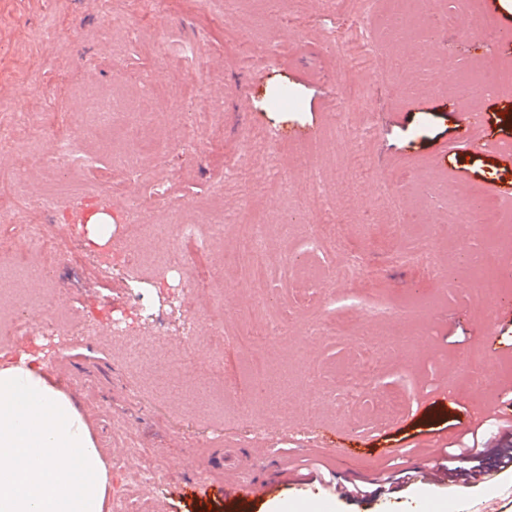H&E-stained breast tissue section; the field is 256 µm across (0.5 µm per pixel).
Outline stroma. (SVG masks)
Returning a JSON list of instances; mask_svg holds the SVG:
<instances>
[{"label": "stroma", "instance_id": "1", "mask_svg": "<svg viewBox=\"0 0 512 512\" xmlns=\"http://www.w3.org/2000/svg\"><path fill=\"white\" fill-rule=\"evenodd\" d=\"M436 68L400 66L419 36L374 43L379 70L352 68L341 43L382 25L388 0L360 14L348 0H232L229 10L201 0H149L130 11L127 0H0V127L14 128L21 154L0 160V210L66 236L70 249L31 263L42 277L41 302L62 295L72 336L57 344L53 326L26 345L85 416L106 464L113 499L129 512H266L288 498L293 512H318L336 484L358 485L361 496L337 512H405L420 490L417 465L433 466L436 447L472 438L512 446V424L490 420L473 428L475 405L499 404L512 384V361L480 371L472 400H457L468 353L495 322L512 346V313L481 296L474 274L456 271L474 252L496 253L512 296V221L464 223L462 209L491 185H512V93L474 97L467 76L512 65L491 31H470L458 0H428ZM125 16L116 27L113 15ZM183 42L196 54L172 72L167 47ZM150 79L156 137L183 124L179 143L149 146L141 177L128 175L87 111V91L115 86L139 91ZM212 112L204 130L194 113ZM40 124L18 123L19 113ZM483 114L492 135L481 148L456 142L458 115ZM325 136L322 149L307 128ZM76 136L94 167L55 173L40 163L50 139ZM34 195L53 207L30 210ZM195 204L201 224L250 211L270 262L260 286L239 285L230 261L235 227L223 248L182 239L169 266L140 273L142 290L124 275L129 221L138 208L146 224ZM112 217L109 252L88 244L80 219L89 209ZM306 257L326 279H302L292 266ZM142 293L160 331L176 336L190 320L214 324L186 347L184 378L204 396L224 393V409L194 411L163 381L127 356L108 334L85 324L120 320L126 337L142 338L134 303ZM285 333L263 350L282 374L278 398L288 410L280 425L269 397L246 375L245 336L267 316ZM392 340L353 407L349 376L370 337ZM323 396L317 412L309 402ZM399 412L384 417L380 404ZM357 449L343 461L340 449ZM262 459L272 485L268 501L226 491L245 458ZM162 465L149 493L137 470ZM223 483L195 493L205 467ZM391 488H373L389 473ZM497 489H459L444 482L431 512H512V467L495 471Z\"/></svg>", "mask_w": 512, "mask_h": 512}]
</instances>
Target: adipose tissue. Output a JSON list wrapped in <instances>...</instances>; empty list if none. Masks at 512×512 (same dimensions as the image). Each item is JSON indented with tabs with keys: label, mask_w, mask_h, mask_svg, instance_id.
Listing matches in <instances>:
<instances>
[{
	"label": "adipose tissue",
	"mask_w": 512,
	"mask_h": 512,
	"mask_svg": "<svg viewBox=\"0 0 512 512\" xmlns=\"http://www.w3.org/2000/svg\"><path fill=\"white\" fill-rule=\"evenodd\" d=\"M89 426L44 366L0 364V512H110Z\"/></svg>",
	"instance_id": "adipose-tissue-1"
}]
</instances>
